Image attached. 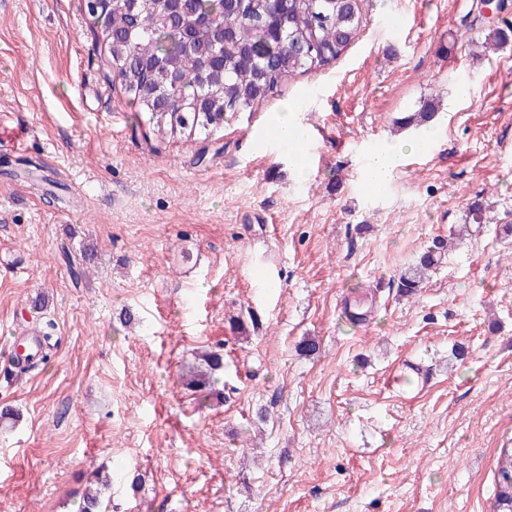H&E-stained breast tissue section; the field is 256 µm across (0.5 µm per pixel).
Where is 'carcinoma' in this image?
I'll return each mask as SVG.
<instances>
[{
  "label": "carcinoma",
  "instance_id": "carcinoma-1",
  "mask_svg": "<svg viewBox=\"0 0 512 512\" xmlns=\"http://www.w3.org/2000/svg\"><path fill=\"white\" fill-rule=\"evenodd\" d=\"M363 0H102L90 9L96 47L105 77L118 84L137 107L135 127L156 144L208 138L224 121L253 112L282 94L295 78L325 71L354 42L363 24ZM512 42V23L490 29L482 43L497 50ZM435 94L417 112L400 118L403 127L421 128L435 116ZM485 221L479 200L466 211L462 237ZM448 251L433 240L419 260L397 280L403 296L416 294ZM224 354L206 351L180 373L183 385L208 398L223 397ZM124 474L100 475L80 497L79 512H102L103 495ZM496 512H512V448L498 461Z\"/></svg>",
  "mask_w": 512,
  "mask_h": 512
}]
</instances>
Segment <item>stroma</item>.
I'll return each instance as SVG.
<instances>
[{
	"instance_id": "stroma-1",
	"label": "stroma",
	"mask_w": 512,
	"mask_h": 512,
	"mask_svg": "<svg viewBox=\"0 0 512 512\" xmlns=\"http://www.w3.org/2000/svg\"><path fill=\"white\" fill-rule=\"evenodd\" d=\"M483 0H364L358 39L208 139L151 148L103 76L81 0H0V359L15 331L51 356L0 370V512H76L90 474L112 512H493L512 442V45L483 53ZM402 16L404 29L388 26ZM439 90L427 161L371 194L372 146ZM316 133L264 131L280 101ZM56 175L53 194L20 169ZM484 224L416 295L393 282L471 202ZM95 250L74 281L64 254ZM45 294L46 306L31 302ZM255 317L249 332L225 314ZM316 338L313 354L298 352ZM224 353V400L179 372ZM433 376L401 399V360Z\"/></svg>"
}]
</instances>
